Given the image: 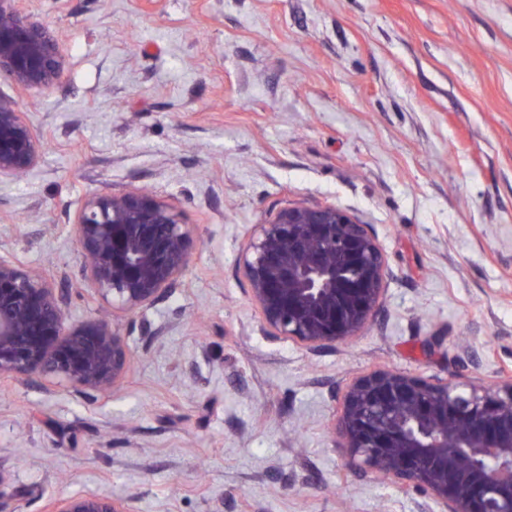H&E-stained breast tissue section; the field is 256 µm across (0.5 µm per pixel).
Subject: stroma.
Wrapping results in <instances>:
<instances>
[{
    "mask_svg": "<svg viewBox=\"0 0 512 512\" xmlns=\"http://www.w3.org/2000/svg\"><path fill=\"white\" fill-rule=\"evenodd\" d=\"M66 61L0 83L44 150L0 181V257L82 292L75 214L152 190L196 225L176 288L114 324L121 385L0 380V512L81 494L136 512H438L350 470L331 426L356 378L512 375V0H26ZM289 206L367 225L380 310L348 343L271 335L239 253Z\"/></svg>",
    "mask_w": 512,
    "mask_h": 512,
    "instance_id": "1",
    "label": "stroma"
}]
</instances>
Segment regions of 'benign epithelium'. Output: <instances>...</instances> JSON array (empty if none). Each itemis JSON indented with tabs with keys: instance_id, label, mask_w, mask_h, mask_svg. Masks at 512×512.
I'll use <instances>...</instances> for the list:
<instances>
[{
	"instance_id": "benign-epithelium-1",
	"label": "benign epithelium",
	"mask_w": 512,
	"mask_h": 512,
	"mask_svg": "<svg viewBox=\"0 0 512 512\" xmlns=\"http://www.w3.org/2000/svg\"><path fill=\"white\" fill-rule=\"evenodd\" d=\"M21 2L0 0V81L49 91L65 65L61 38ZM41 154L25 113L0 96V179L29 171ZM73 230L83 280L107 315L68 320V294L0 259V380L52 376L85 396L117 388L132 353L112 315L135 319L191 263L195 225L146 190L89 196ZM239 269L263 327L315 349L369 326L387 267L367 225L333 206H295L255 225ZM332 435L350 469L412 489L438 512H512V379L448 382L377 370L347 387ZM48 512L135 510L131 498L74 495Z\"/></svg>"
}]
</instances>
